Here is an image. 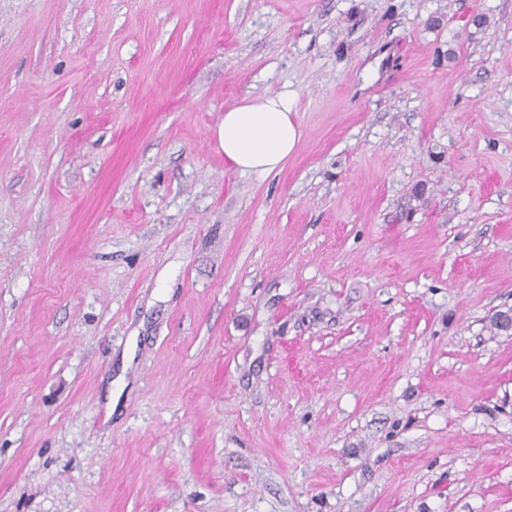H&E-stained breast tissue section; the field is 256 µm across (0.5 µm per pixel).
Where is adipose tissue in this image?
I'll return each instance as SVG.
<instances>
[{"label": "adipose tissue", "mask_w": 512, "mask_h": 512, "mask_svg": "<svg viewBox=\"0 0 512 512\" xmlns=\"http://www.w3.org/2000/svg\"><path fill=\"white\" fill-rule=\"evenodd\" d=\"M294 99V93L284 89L225 110L217 130L225 160L249 174L268 175L283 169L301 138L291 118Z\"/></svg>", "instance_id": "1"}]
</instances>
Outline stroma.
Listing matches in <instances>:
<instances>
[{
	"label": "stroma",
	"mask_w": 512,
	"mask_h": 512,
	"mask_svg": "<svg viewBox=\"0 0 512 512\" xmlns=\"http://www.w3.org/2000/svg\"><path fill=\"white\" fill-rule=\"evenodd\" d=\"M510 309L512 0H0V512H512ZM294 99L284 89L225 110L217 130L224 160L242 173L268 175L283 169L301 138L291 118Z\"/></svg>",
	"instance_id": "1"
}]
</instances>
